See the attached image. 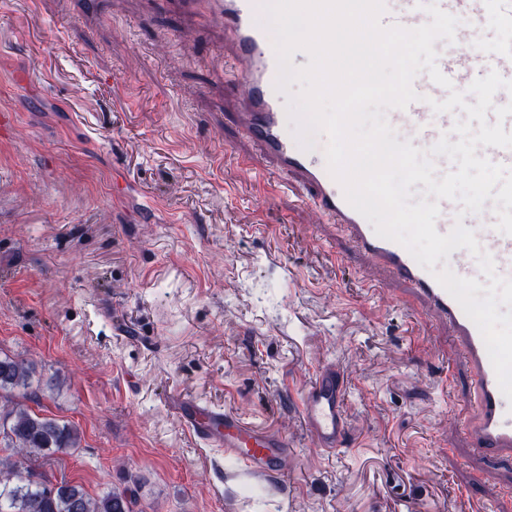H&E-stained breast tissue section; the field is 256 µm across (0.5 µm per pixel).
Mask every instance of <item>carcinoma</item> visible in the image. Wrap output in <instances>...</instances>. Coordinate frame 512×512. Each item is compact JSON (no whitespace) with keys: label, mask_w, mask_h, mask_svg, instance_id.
<instances>
[{"label":"carcinoma","mask_w":512,"mask_h":512,"mask_svg":"<svg viewBox=\"0 0 512 512\" xmlns=\"http://www.w3.org/2000/svg\"><path fill=\"white\" fill-rule=\"evenodd\" d=\"M33 364L0 357V443L10 454L0 459V512H133L134 491L110 490L91 496L76 483H56L42 476L34 462L65 454L80 445L78 429L33 411Z\"/></svg>","instance_id":"cac0c4a2"}]
</instances>
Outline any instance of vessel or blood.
Instances as JSON below:
<instances>
[{
	"label": "vessel or blood",
	"instance_id": "vessel-or-blood-1",
	"mask_svg": "<svg viewBox=\"0 0 512 512\" xmlns=\"http://www.w3.org/2000/svg\"><path fill=\"white\" fill-rule=\"evenodd\" d=\"M441 10L463 20L454 41L434 43L437 66L453 84L467 91L471 83L497 71L512 81V41L499 34L512 30V0H434ZM185 12L198 15L224 32V107L214 126L223 136L232 124L236 139L231 149L256 172L285 177L289 191L300 193L312 215V226L341 237L355 253L363 271L383 277L392 299L415 311L439 337L451 341V349L464 366L470 381L467 409L450 415L448 449H462L475 465L512 464V402L500 390L494 367L477 326L459 303L418 264L401 244L379 237L373 225L345 199L341 185L330 175L324 154L302 150L288 131L283 93L276 88L277 58L272 41L254 21L257 0H181ZM419 0H384L382 26L413 29L429 23ZM419 101L389 114L398 141L427 151L451 133L457 121L466 120L461 109L437 113L432 102L448 98L450 89L435 84L427 72L413 80ZM126 209L139 218L152 212L150 201L136 191L119 193ZM436 230L450 233L456 223L475 234L482 251L493 259L497 273L512 278V235L495 228L492 201H485L477 214L460 215L452 200H440ZM350 374L338 360L320 362L312 380L300 391L297 413L314 448L336 453L350 446L352 425L346 410ZM172 406L195 438L222 449L225 457L240 463L252 475L270 478L282 474L293 459L290 437L274 430H261L235 412L197 400L177 397Z\"/></svg>",
	"mask_w": 512,
	"mask_h": 512
}]
</instances>
